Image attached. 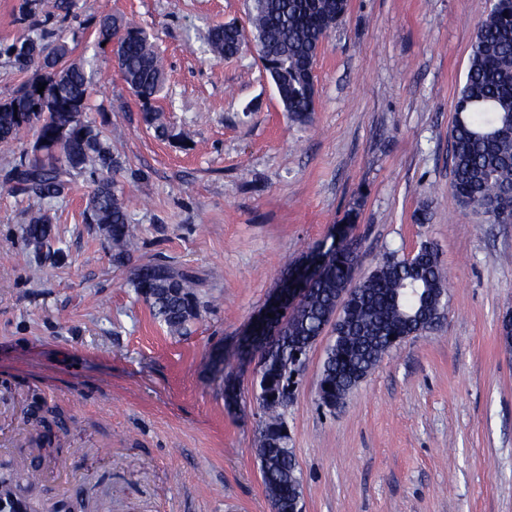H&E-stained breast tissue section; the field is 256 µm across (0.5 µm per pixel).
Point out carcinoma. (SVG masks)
<instances>
[{
	"label": "carcinoma",
	"mask_w": 512,
	"mask_h": 512,
	"mask_svg": "<svg viewBox=\"0 0 512 512\" xmlns=\"http://www.w3.org/2000/svg\"><path fill=\"white\" fill-rule=\"evenodd\" d=\"M349 0H252L249 14L252 44L271 77L284 111L301 122L316 109L317 91L311 65L319 46L344 18ZM97 44L119 37L115 50L118 70L140 102L144 121L158 137L168 129L153 108L165 83L162 58L146 31L116 15L102 17ZM80 35L60 40L45 53L43 37L27 36L4 48L15 70L33 71L10 99L0 102V143L22 140L35 132L32 153L19 156L7 172L4 187L15 194L53 200L66 194L78 175H96L88 196L85 219L105 232L112 257L122 261L137 248L131 233L125 192L112 172L119 162L111 143L83 119L92 81L85 67L68 62ZM235 25L219 26L208 37V52L235 56L246 43ZM47 94L38 93V84ZM452 180L450 191L462 204L491 212L503 188L512 186V0H494L479 12L465 79L454 101L450 129ZM52 218L40 209L32 213L22 233L39 253L50 246ZM357 246L343 240L330 255L301 307L291 315H276L278 335L258 356L256 400L262 411L257 453L262 483L274 512H300L302 482L292 449L288 448L286 409L289 390L303 365L291 360L295 349L310 351L323 335V325L335 318L316 384L318 402L333 408L345 402L383 356L420 330L442 318L448 297V275L439 252L430 243L410 257H384L361 275L352 254ZM138 298L170 333L180 334L199 314L198 282L188 271L169 265L140 266L132 280ZM349 293L337 305L336 289ZM224 402L238 404L240 389L233 373L222 377Z\"/></svg>",
	"instance_id": "carcinoma-1"
}]
</instances>
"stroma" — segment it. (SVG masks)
<instances>
[{"label": "stroma", "mask_w": 512, "mask_h": 512, "mask_svg": "<svg viewBox=\"0 0 512 512\" xmlns=\"http://www.w3.org/2000/svg\"><path fill=\"white\" fill-rule=\"evenodd\" d=\"M475 0H349L314 68L316 110L284 112L254 52L204 53L211 29L250 31L251 0H0V101L26 81L2 49L84 40L70 56L93 77L87 120L112 144L138 250L113 262L86 223L88 176L45 203L0 188V252L28 253L29 211L48 208L63 255L0 260V466L30 469L47 440L73 444L67 481L44 479L43 512L83 497L99 512H272L256 432V363L234 364L228 409L208 370L233 352L277 293L286 265L348 227L359 270L432 243L448 270L444 319L410 338L330 410L316 400L317 343L288 404L301 512H512V224H490L449 190L453 103L474 39ZM106 14L137 22L166 64L154 103L171 132L145 125L110 47ZM429 206L430 219L416 215ZM166 264L200 281V315L171 334L132 272ZM74 419L35 425L31 397Z\"/></svg>", "instance_id": "obj_1"}]
</instances>
